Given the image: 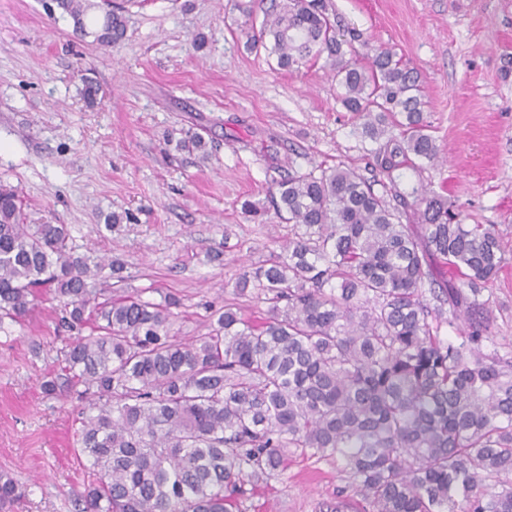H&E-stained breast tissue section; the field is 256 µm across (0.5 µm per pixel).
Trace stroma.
<instances>
[{"mask_svg":"<svg viewBox=\"0 0 512 512\" xmlns=\"http://www.w3.org/2000/svg\"><path fill=\"white\" fill-rule=\"evenodd\" d=\"M102 19L126 8L116 45L73 32L56 0H0V182L19 189L30 224L67 225L77 253L123 266L125 289L176 296L173 333L203 332L238 301L244 265L288 234L274 208L251 219L287 171L352 167L381 174L360 120L324 61L279 69L253 49L239 0H93ZM341 34L394 50L419 76L424 110L448 161L400 171L386 199L412 186L447 196L468 224L495 225L506 264L480 298L500 353H512V0H328ZM98 100L81 95L85 80ZM200 134L207 154L178 148ZM121 223L109 224L112 214ZM50 296L0 327V475L26 497L17 512H79L90 463L77 449L81 402L56 378L70 334ZM356 498L343 462L297 453L269 484H244L240 512H325Z\"/></svg>","mask_w":512,"mask_h":512,"instance_id":"35a3bbf8","label":"stroma"}]
</instances>
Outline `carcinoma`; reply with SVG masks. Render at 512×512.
Returning a JSON list of instances; mask_svg holds the SVG:
<instances>
[{"instance_id": "1", "label": "carcinoma", "mask_w": 512, "mask_h": 512, "mask_svg": "<svg viewBox=\"0 0 512 512\" xmlns=\"http://www.w3.org/2000/svg\"><path fill=\"white\" fill-rule=\"evenodd\" d=\"M88 35V0H57ZM258 43L293 71L326 57L387 179L439 162L417 74L377 47L358 60L326 0H252ZM125 11L96 39L117 44ZM402 223L370 181L337 166L289 172L270 195L288 223L279 250L243 269L235 291L267 304L254 322L235 302L205 332L171 334L174 296L105 295L102 261L80 255L65 224L23 222L0 182V328L47 291L64 322L94 333L65 352L84 386L77 442L91 462L83 512H231L244 480L265 483L288 450L342 459L370 512H512V358L492 342L481 291L505 263L493 224H464L443 195L412 189ZM457 335L442 336V324ZM24 497L0 477V506Z\"/></svg>"}]
</instances>
